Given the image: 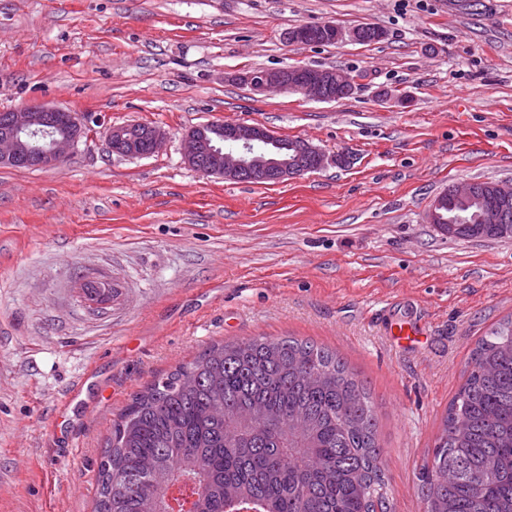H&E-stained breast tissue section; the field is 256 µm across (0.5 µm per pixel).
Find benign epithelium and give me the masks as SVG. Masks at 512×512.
<instances>
[{
	"label": "benign epithelium",
	"instance_id": "benign-epithelium-1",
	"mask_svg": "<svg viewBox=\"0 0 512 512\" xmlns=\"http://www.w3.org/2000/svg\"><path fill=\"white\" fill-rule=\"evenodd\" d=\"M336 28L330 22L315 30L304 26L289 36V41L299 45L315 43L327 30ZM250 88L259 93L292 92L307 100L336 101V95L326 96L330 78L323 70L314 66L263 69L244 75ZM63 108L43 104H29L11 111L6 124L0 127V165L18 167L32 156L40 160L39 167L51 168L65 160L84 135V121H73L71 129L61 135L53 134L50 115ZM133 124L112 126L108 137L112 151L117 152L127 141L128 131ZM149 143L147 155L157 153L163 146L166 133L157 126L145 129ZM224 139L232 146L217 151L204 135L187 133L184 137V160L193 169L210 176L229 181L249 179L252 181L280 182L306 174L301 167L303 155L314 158L317 168L343 162L341 154L328 155L316 146L303 142L290 160L274 159L259 150V146L269 140L268 131L259 125L224 124Z\"/></svg>",
	"mask_w": 512,
	"mask_h": 512
}]
</instances>
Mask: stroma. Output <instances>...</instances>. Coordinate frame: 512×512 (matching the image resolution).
<instances>
[{"label": "stroma", "instance_id": "1", "mask_svg": "<svg viewBox=\"0 0 512 512\" xmlns=\"http://www.w3.org/2000/svg\"><path fill=\"white\" fill-rule=\"evenodd\" d=\"M0 0V112L32 103L98 125L59 166L0 165V512H93L112 424L146 384L206 347L292 336L368 381L394 512L476 341L512 313V239L428 220L449 186L512 182V0ZM371 24L381 41L300 46L302 25ZM352 78L320 102L254 93L252 69ZM212 121L346 155L279 183L184 161ZM167 134L112 154L109 126ZM118 292L89 312L82 281ZM414 330L396 342L394 324ZM84 382L82 395L66 403ZM143 126L140 124L139 132L136 133L132 132L130 134V138L132 140V143L129 145V151H134L136 153H143L140 154L139 157L144 156H151L157 153L163 146L164 140L166 138V133L163 129L157 126H149L145 129V135L147 137L148 143L150 145L149 151L147 153V140L143 137L142 131L144 130V125H151L149 123H142Z\"/></svg>", "mask_w": 512, "mask_h": 512}]
</instances>
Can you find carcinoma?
<instances>
[{
  "mask_svg": "<svg viewBox=\"0 0 512 512\" xmlns=\"http://www.w3.org/2000/svg\"><path fill=\"white\" fill-rule=\"evenodd\" d=\"M492 183L451 191L435 226L456 239L512 238ZM367 381L309 340L208 347L137 393L112 427L95 512H393ZM423 512H512V316L476 343L431 464Z\"/></svg>",
  "mask_w": 512,
  "mask_h": 512,
  "instance_id": "carcinoma-1",
  "label": "carcinoma"
}]
</instances>
